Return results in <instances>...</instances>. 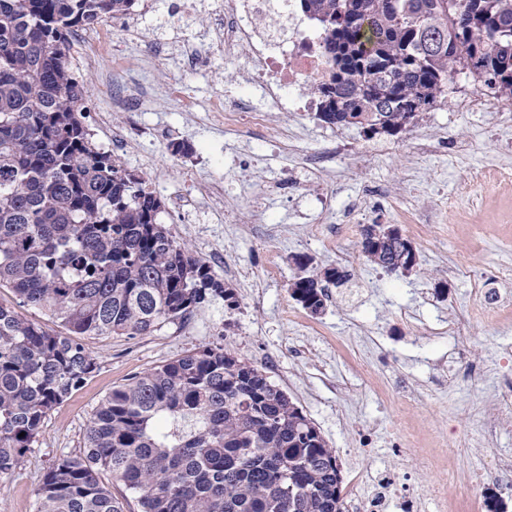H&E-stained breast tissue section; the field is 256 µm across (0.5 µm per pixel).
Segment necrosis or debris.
<instances>
[{
  "mask_svg": "<svg viewBox=\"0 0 512 512\" xmlns=\"http://www.w3.org/2000/svg\"><path fill=\"white\" fill-rule=\"evenodd\" d=\"M210 46L195 47L185 59L188 68L205 66L212 50L228 59L244 58V77L234 95L215 96L213 118L229 130L263 125L269 111L301 116L318 109L309 89L324 81L329 66L322 35L302 14L296 0H221L211 17ZM269 107H254V97ZM512 486V461H501L464 494L449 495L447 486L432 487L437 512H482L487 486ZM346 512H421V498L398 474L380 469L374 478L350 469L345 491Z\"/></svg>",
  "mask_w": 512,
  "mask_h": 512,
  "instance_id": "4bbe7bcc",
  "label": "necrosis or debris"
}]
</instances>
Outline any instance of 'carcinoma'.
<instances>
[{
	"mask_svg": "<svg viewBox=\"0 0 512 512\" xmlns=\"http://www.w3.org/2000/svg\"><path fill=\"white\" fill-rule=\"evenodd\" d=\"M131 0H0V481L48 413L97 369L85 336H143L233 292L159 219L161 201L91 138L76 32ZM329 78L317 119L372 138L414 126L465 75L512 101V0H300ZM367 260L405 267L378 226ZM292 298L313 313L336 269L294 258ZM38 311L48 329L18 311ZM108 475L122 495L102 480ZM343 512L335 449L265 371L205 347L108 392L83 452L49 464L34 512Z\"/></svg>",
	"mask_w": 512,
	"mask_h": 512,
	"instance_id": "cac0c4a2",
	"label": "carcinoma"
}]
</instances>
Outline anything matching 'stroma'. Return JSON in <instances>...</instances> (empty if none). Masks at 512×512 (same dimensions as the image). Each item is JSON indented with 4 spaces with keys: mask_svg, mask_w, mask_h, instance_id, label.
Listing matches in <instances>:
<instances>
[{
    "mask_svg": "<svg viewBox=\"0 0 512 512\" xmlns=\"http://www.w3.org/2000/svg\"><path fill=\"white\" fill-rule=\"evenodd\" d=\"M155 2V12L137 36L113 26L109 46L101 52L88 39L73 40L72 66L88 91L85 120L93 122L103 112L111 128L133 134L126 168L155 190L164 203L162 222L222 276L234 301L214 300L187 321L146 336L85 337L98 368L47 415L0 490V512H33L47 466L56 456L82 452L85 426L112 387L205 346L224 347L265 368L319 427L339 461L355 459L367 472L380 465L407 473L412 487L423 489L439 480V472L409 470L405 457L393 451L417 433L447 452L452 486L469 485L500 452L512 449V386L505 379L512 373V319L502 312L474 322L468 335L445 339L428 330L476 304V285L494 300L512 296V287L495 278L501 264L512 263V181L470 179L473 170L484 167L512 173V126L498 124L491 114L457 111L449 98L423 113L412 130L377 135V142L387 146L379 154L364 151L368 139L359 129L343 128L344 140L358 150L337 174L336 209L362 200L366 223L392 225L398 198L410 209L441 215L416 232L399 225L417 250V264L408 273L386 272L366 260L360 239L315 236L304 216L319 187L280 188L279 177L293 168L294 159L278 141L296 117L275 113L270 123L241 138L209 119L210 99L235 91L243 60L218 54L208 68L193 71L179 65L174 54L184 41L205 38L213 0H198L188 20L177 13V0ZM90 54L94 65L82 66L81 56ZM117 61L124 65L126 84L145 93L138 107H116L102 92ZM173 85L194 101L193 111L169 94ZM445 131L468 140V150L446 148L410 165L416 136ZM182 141L192 145V154L174 153V143ZM216 175L228 206L237 212L236 223H183L171 206L173 198L194 194ZM383 185L392 189L393 198L377 194ZM256 198L263 199L267 218L277 226L266 238L252 232L258 215L249 203ZM272 253L280 270L271 280L264 269ZM298 255L318 265H340L348 275L344 285L331 287L319 313L300 309L290 295ZM449 258L463 268V276L445 275L443 263ZM330 337L354 349L362 372L353 371L348 359L327 345ZM273 356L278 359L274 367L268 364ZM397 380L410 387L412 404L380 396L378 384ZM495 419L501 426L491 436L487 426Z\"/></svg>",
    "mask_w": 512,
    "mask_h": 512,
    "instance_id": "35a3bbf8",
    "label": "stroma"
}]
</instances>
